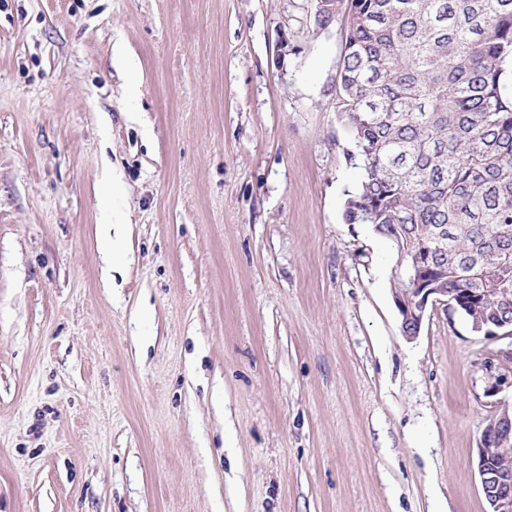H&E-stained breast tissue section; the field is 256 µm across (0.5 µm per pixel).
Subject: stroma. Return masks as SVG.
Segmentation results:
<instances>
[{"label":"stroma","mask_w":512,"mask_h":512,"mask_svg":"<svg viewBox=\"0 0 512 512\" xmlns=\"http://www.w3.org/2000/svg\"><path fill=\"white\" fill-rule=\"evenodd\" d=\"M315 12L0 0V512H486L512 341L402 336Z\"/></svg>","instance_id":"35a3bbf8"}]
</instances>
